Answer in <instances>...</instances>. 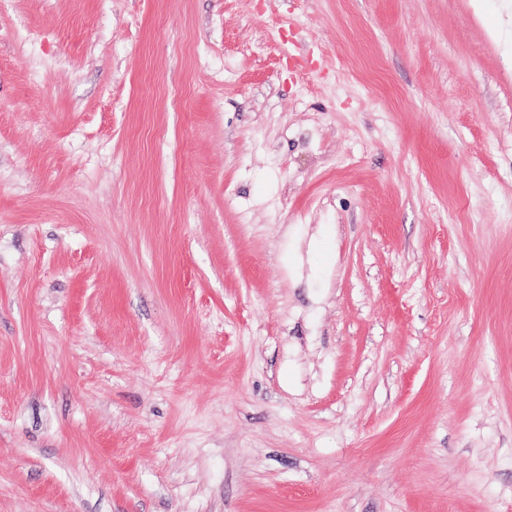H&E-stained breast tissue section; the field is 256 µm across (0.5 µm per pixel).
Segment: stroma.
I'll use <instances>...</instances> for the list:
<instances>
[{
    "label": "stroma",
    "mask_w": 512,
    "mask_h": 512,
    "mask_svg": "<svg viewBox=\"0 0 512 512\" xmlns=\"http://www.w3.org/2000/svg\"><path fill=\"white\" fill-rule=\"evenodd\" d=\"M0 512H512L505 0H0Z\"/></svg>",
    "instance_id": "1"
}]
</instances>
